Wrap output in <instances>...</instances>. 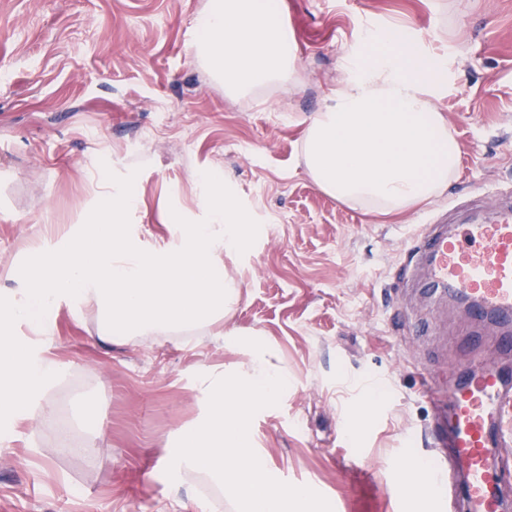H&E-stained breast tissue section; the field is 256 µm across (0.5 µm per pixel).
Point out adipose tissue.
Segmentation results:
<instances>
[{
  "instance_id": "ef3b65f1",
  "label": "adipose tissue",
  "mask_w": 512,
  "mask_h": 512,
  "mask_svg": "<svg viewBox=\"0 0 512 512\" xmlns=\"http://www.w3.org/2000/svg\"><path fill=\"white\" fill-rule=\"evenodd\" d=\"M195 58L237 94L294 76L295 47L282 0H207L197 19ZM347 79L314 113L302 139L305 167L337 201L401 213L437 196L461 150L429 90L438 68L407 30H365L345 56Z\"/></svg>"
}]
</instances>
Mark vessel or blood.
I'll return each instance as SVG.
<instances>
[{
    "label": "vessel or blood",
    "mask_w": 512,
    "mask_h": 512,
    "mask_svg": "<svg viewBox=\"0 0 512 512\" xmlns=\"http://www.w3.org/2000/svg\"><path fill=\"white\" fill-rule=\"evenodd\" d=\"M461 223L433 227L414 251L440 294L469 300L470 314L499 330L503 354L512 353V201L478 199L462 205ZM512 373L487 361L456 382L445 431L451 461L462 474L445 498L446 512H512Z\"/></svg>",
    "instance_id": "1"
}]
</instances>
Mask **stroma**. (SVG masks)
<instances>
[{
    "instance_id": "obj_1",
    "label": "stroma",
    "mask_w": 512,
    "mask_h": 512,
    "mask_svg": "<svg viewBox=\"0 0 512 512\" xmlns=\"http://www.w3.org/2000/svg\"><path fill=\"white\" fill-rule=\"evenodd\" d=\"M297 79L225 94L192 55L206 0H0V291L28 245L59 244L105 191L103 167L135 174L130 214L144 246L173 235L170 208L197 209L194 172L218 169L259 222L254 245L225 258L241 299L224 336L191 344L144 336L106 343L96 311L61 307L41 337L64 368L54 415L0 433V512H237L204 471L166 468L180 433L207 415L199 373L245 368L254 337L288 375L278 405L250 424L272 477L323 495L333 512H434L381 489L389 465L437 459L444 396L419 395L493 357L491 338L409 269L414 226L484 189L512 193V0H286ZM402 27L437 60L435 101L461 148L438 198L401 215L344 205L307 173L301 138L343 80L364 29Z\"/></svg>"
}]
</instances>
